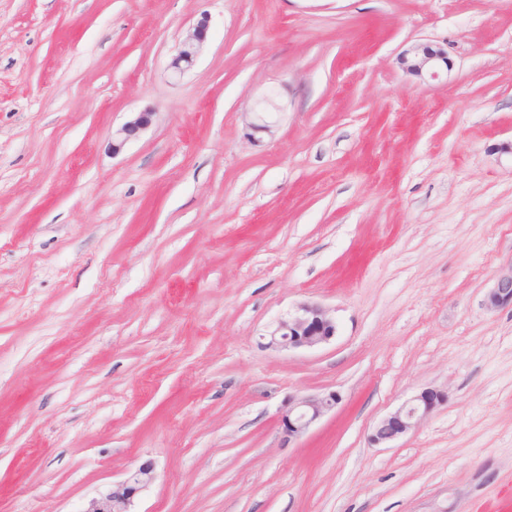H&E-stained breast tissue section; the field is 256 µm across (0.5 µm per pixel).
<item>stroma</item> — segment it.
Segmentation results:
<instances>
[{
    "instance_id": "obj_1",
    "label": "stroma",
    "mask_w": 512,
    "mask_h": 512,
    "mask_svg": "<svg viewBox=\"0 0 512 512\" xmlns=\"http://www.w3.org/2000/svg\"><path fill=\"white\" fill-rule=\"evenodd\" d=\"M422 42L437 79L398 63ZM510 143L512 0H0V512H86L146 463L134 512L512 498ZM306 300L333 340L267 348ZM207 32L208 21L203 17L197 22L192 32L179 44L171 62V68L175 76H180L194 64L206 39ZM153 112H139L137 116L127 121L120 129L112 135V154H118L125 145L132 139L137 138L140 133L152 124ZM512 306V266L499 275L497 282L488 295V306L492 308ZM444 398L445 395L434 389L423 390L413 400L380 420L371 436L373 443H388L406 434ZM339 400L335 391L291 398L288 411L282 416L288 443L305 435L315 422L336 407Z\"/></svg>"
}]
</instances>
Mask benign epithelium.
<instances>
[{
	"label": "benign epithelium",
	"mask_w": 512,
	"mask_h": 512,
	"mask_svg": "<svg viewBox=\"0 0 512 512\" xmlns=\"http://www.w3.org/2000/svg\"><path fill=\"white\" fill-rule=\"evenodd\" d=\"M207 32L208 21L203 17L179 44L171 62L174 75L183 74L194 64ZM398 63L407 73L435 79L439 76L441 65L448 64V53L440 47L415 44L398 57ZM153 117L152 112H140L113 133L112 153H120L130 140L137 138L152 124ZM509 304L512 305V268L499 275L488 295V306L491 308ZM336 333V321L326 307L304 302L279 319L268 331L267 347L288 351L314 349L329 343ZM444 398L445 395L434 389L423 390L413 400L380 420L371 436L373 443H388L406 434ZM339 400V395L334 391L290 399L288 411L282 416L285 436L290 441L301 438L315 422L332 411ZM152 480V466L142 465L126 480L93 499L85 512H131L134 498Z\"/></svg>",
	"instance_id": "benign-epithelium-1"
}]
</instances>
